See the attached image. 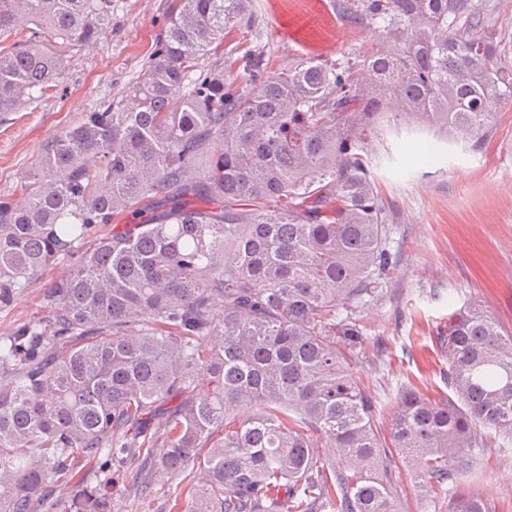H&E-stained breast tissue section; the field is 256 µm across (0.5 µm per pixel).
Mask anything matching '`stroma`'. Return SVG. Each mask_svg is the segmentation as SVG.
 Masks as SVG:
<instances>
[{
	"label": "stroma",
	"instance_id": "stroma-1",
	"mask_svg": "<svg viewBox=\"0 0 512 512\" xmlns=\"http://www.w3.org/2000/svg\"><path fill=\"white\" fill-rule=\"evenodd\" d=\"M169 0H113L112 24L96 44L63 53L58 87L0 121V201L21 197L23 176L43 145L102 100L121 95L154 49ZM476 35L501 41L512 62V0H480ZM253 23L228 36L215 60L263 49L268 69L288 71L314 56L344 62L373 47L379 24H354L334 0H253ZM372 177L390 216V265L372 297L356 310L364 329L354 371L380 412L379 432L402 390L433 400L448 397V317L463 304H482L504 333L512 332V112L497 115L483 148L435 139L412 126L388 134L374 157ZM71 266L49 265L10 309L0 334L46 315L44 294ZM474 482L495 512H512V437L485 436L472 451ZM87 485L112 496V512H170L169 483L144 500L137 480L97 463L84 468ZM390 475L400 512H445L443 499L421 493L414 474L392 459Z\"/></svg>",
	"mask_w": 512,
	"mask_h": 512
}]
</instances>
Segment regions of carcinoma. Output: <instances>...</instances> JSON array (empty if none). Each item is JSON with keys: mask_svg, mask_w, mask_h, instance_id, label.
<instances>
[{"mask_svg": "<svg viewBox=\"0 0 512 512\" xmlns=\"http://www.w3.org/2000/svg\"><path fill=\"white\" fill-rule=\"evenodd\" d=\"M251 2L171 0L137 79L0 201V310L75 259L48 315L0 336V512H112L93 461L179 479V512H398L393 454L440 494L478 431L512 435V334L481 304L448 317L453 396L404 392L389 447L347 350L389 265L370 138L394 115L480 149L512 112L504 47L461 30L474 0H361L344 17L385 33L363 58L275 74L256 48L226 84L199 60ZM110 24L112 0H0V113L56 87L51 43ZM129 210L147 219L114 223ZM448 512L491 509L462 491Z\"/></svg>", "mask_w": 512, "mask_h": 512, "instance_id": "cac0c4a2", "label": "carcinoma"}]
</instances>
